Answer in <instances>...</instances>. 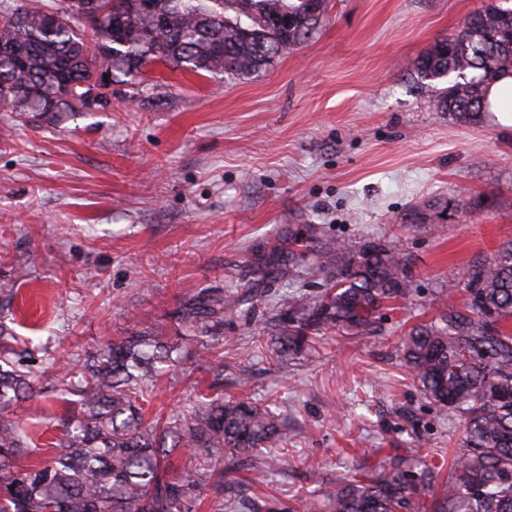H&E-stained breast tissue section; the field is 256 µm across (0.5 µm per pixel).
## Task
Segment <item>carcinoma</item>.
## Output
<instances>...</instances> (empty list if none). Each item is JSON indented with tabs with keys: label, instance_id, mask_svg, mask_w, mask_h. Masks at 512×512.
Wrapping results in <instances>:
<instances>
[{
	"label": "carcinoma",
	"instance_id": "carcinoma-1",
	"mask_svg": "<svg viewBox=\"0 0 512 512\" xmlns=\"http://www.w3.org/2000/svg\"><path fill=\"white\" fill-rule=\"evenodd\" d=\"M23 0H0V105L24 119L52 125L85 111L80 96L91 83L85 27L68 16L49 28L39 14L17 12ZM327 0H112L96 45L108 55L112 82L142 94V67L248 78L300 45L325 16ZM512 73V7L492 2L459 30L435 41L418 59L427 86L445 78L435 106L473 120L487 111L485 85ZM261 259V276H242L223 288H197L171 315L174 331L146 327L115 336L76 368L63 355L34 356L8 325L11 293L0 291V512H239L241 490L224 475L245 468L261 480L269 445L288 439V417L224 393V322L290 271L322 277L308 302L288 298V314L272 308L261 321L281 358L307 353L321 330L376 336L382 311L402 308L413 292L407 255L389 240L357 246L329 241L308 226ZM465 299L448 294L445 308L412 324L401 339L405 368L420 394L442 416L463 419L460 448L449 468L425 464L420 448L377 463V448L361 450L360 466L336 479L328 512H512V241L470 265ZM188 359L210 377L196 385L187 415L145 419L167 382V371ZM46 363L55 382L44 383ZM53 398L66 405L62 438L43 458L40 435L24 423L26 402ZM205 457L219 468L179 469Z\"/></svg>",
	"mask_w": 512,
	"mask_h": 512
}]
</instances>
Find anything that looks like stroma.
Returning a JSON list of instances; mask_svg holds the SVG:
<instances>
[{"instance_id":"stroma-1","label":"stroma","mask_w":512,"mask_h":512,"mask_svg":"<svg viewBox=\"0 0 512 512\" xmlns=\"http://www.w3.org/2000/svg\"><path fill=\"white\" fill-rule=\"evenodd\" d=\"M487 0H328L315 34L248 79L149 66V97L113 85L106 110L60 126L0 110V286L13 328L39 351L82 361L115 336L167 322L197 288L245 275L278 230H362L413 260L406 309L381 336L322 338L315 363L281 365L258 313L226 323L245 354L247 394L286 407V460L249 488L241 512L302 502L308 480L347 474L357 450L452 448L460 421L437 416L400 365L408 318L463 299L465 269L512 239V127L436 111L421 53Z\"/></svg>"}]
</instances>
